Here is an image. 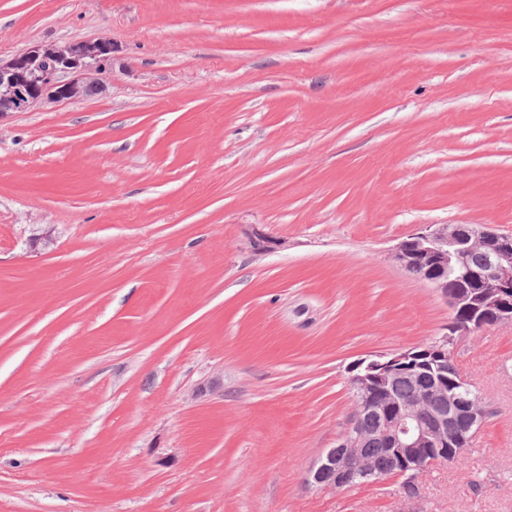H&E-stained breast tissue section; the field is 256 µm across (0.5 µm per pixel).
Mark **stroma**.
<instances>
[{
  "label": "stroma",
  "mask_w": 512,
  "mask_h": 512,
  "mask_svg": "<svg viewBox=\"0 0 512 512\" xmlns=\"http://www.w3.org/2000/svg\"><path fill=\"white\" fill-rule=\"evenodd\" d=\"M99 38L0 113V512H512V325L414 495L306 481L349 367L447 331L394 246L512 232V0H0L2 59ZM112 43L83 40L63 46L34 45L3 61L0 85L12 101L0 112H22L38 103L73 98L87 86H104Z\"/></svg>",
  "instance_id": "stroma-1"
}]
</instances>
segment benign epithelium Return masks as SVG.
I'll use <instances>...</instances> for the list:
<instances>
[{
	"label": "benign epithelium",
	"mask_w": 512,
	"mask_h": 512,
	"mask_svg": "<svg viewBox=\"0 0 512 512\" xmlns=\"http://www.w3.org/2000/svg\"><path fill=\"white\" fill-rule=\"evenodd\" d=\"M112 44L83 40L63 46L34 45L3 61L0 85H6L11 102L8 112H22L38 103L77 96L87 86H104L105 62ZM474 252L485 256L484 265L471 267ZM394 260L407 272L430 285L451 313L448 334L441 337L438 351L453 353L458 336L486 326L512 325V234L472 224H427L401 240L393 249ZM457 261L465 269L470 288L451 290L440 272ZM426 350L410 348L391 355L360 360L349 368V382L360 396L358 413L380 419L390 469L414 488L420 473L432 463L448 460V449L472 439L485 417L476 395L466 398L448 393V373L456 384L471 391L470 381L448 362L429 364L425 372L432 383L415 386L412 404L397 403L390 391L399 376L418 366L416 359ZM372 437L352 424L336 447L330 448L310 470L308 482L322 489L351 487L358 479L379 476L368 447Z\"/></svg>",
	"instance_id": "benign-epithelium-1"
}]
</instances>
